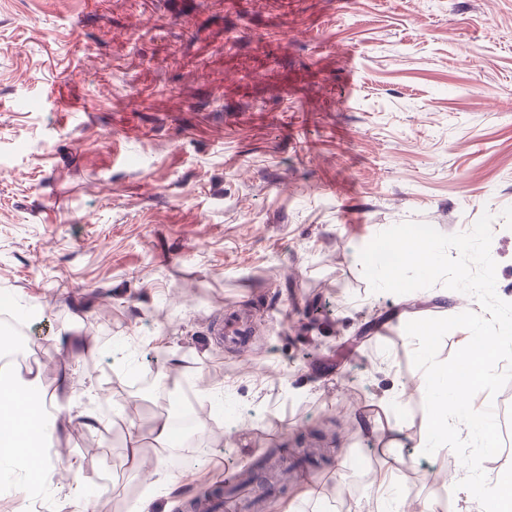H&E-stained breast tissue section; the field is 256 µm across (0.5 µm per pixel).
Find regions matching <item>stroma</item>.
<instances>
[{"instance_id": "obj_1", "label": "stroma", "mask_w": 512, "mask_h": 512, "mask_svg": "<svg viewBox=\"0 0 512 512\" xmlns=\"http://www.w3.org/2000/svg\"><path fill=\"white\" fill-rule=\"evenodd\" d=\"M486 211L512 302V0H0V297L27 311L29 365L71 415L38 503L13 474L0 512H127L146 490L152 512H185L252 485L262 458L290 492L259 512H383L395 456L403 512H465L431 481L464 477L454 451L417 448L404 327L470 297L371 291L359 253L402 222L453 235ZM232 312L248 352L212 334ZM174 369L201 457L163 455L149 489L126 447L159 455L147 425ZM401 383L396 418L381 400Z\"/></svg>"}]
</instances>
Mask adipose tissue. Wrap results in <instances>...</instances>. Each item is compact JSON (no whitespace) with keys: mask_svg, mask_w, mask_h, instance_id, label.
Listing matches in <instances>:
<instances>
[{"mask_svg":"<svg viewBox=\"0 0 512 512\" xmlns=\"http://www.w3.org/2000/svg\"><path fill=\"white\" fill-rule=\"evenodd\" d=\"M69 420L64 406L47 404L39 397L35 377L0 373V456H7L11 466L26 474L22 495L40 485L50 463L47 440Z\"/></svg>","mask_w":512,"mask_h":512,"instance_id":"adipose-tissue-1","label":"adipose tissue"}]
</instances>
